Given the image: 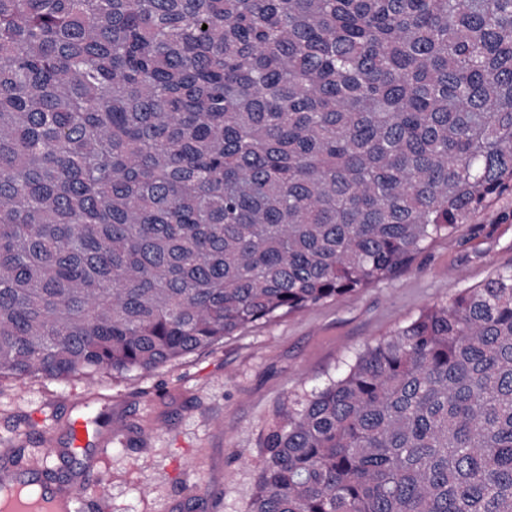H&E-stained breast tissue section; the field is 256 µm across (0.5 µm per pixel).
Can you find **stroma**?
<instances>
[{"label": "stroma", "instance_id": "1", "mask_svg": "<svg viewBox=\"0 0 512 512\" xmlns=\"http://www.w3.org/2000/svg\"><path fill=\"white\" fill-rule=\"evenodd\" d=\"M512 267V196L391 277L260 321L147 373H103L79 406L118 435L103 461L107 512H245L266 434L290 401L341 375L366 345ZM81 377L0 380V445L43 416L66 438Z\"/></svg>", "mask_w": 512, "mask_h": 512}]
</instances>
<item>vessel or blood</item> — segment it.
I'll return each instance as SVG.
<instances>
[{
    "label": "vessel or blood",
    "instance_id": "vessel-or-blood-1",
    "mask_svg": "<svg viewBox=\"0 0 512 512\" xmlns=\"http://www.w3.org/2000/svg\"><path fill=\"white\" fill-rule=\"evenodd\" d=\"M112 441L111 433H90L83 418L69 423V451L83 455L84 475L76 483L43 485L36 498L26 494L33 480L30 472L16 469L9 453L0 450V512H97L107 485V478L98 466L102 448Z\"/></svg>",
    "mask_w": 512,
    "mask_h": 512
}]
</instances>
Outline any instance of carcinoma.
I'll return each instance as SVG.
<instances>
[{
    "label": "carcinoma",
    "instance_id": "cac0c4a2",
    "mask_svg": "<svg viewBox=\"0 0 512 512\" xmlns=\"http://www.w3.org/2000/svg\"><path fill=\"white\" fill-rule=\"evenodd\" d=\"M508 193L512 0H0V378L150 372ZM247 512H512V268L281 412Z\"/></svg>",
    "mask_w": 512,
    "mask_h": 512
}]
</instances>
